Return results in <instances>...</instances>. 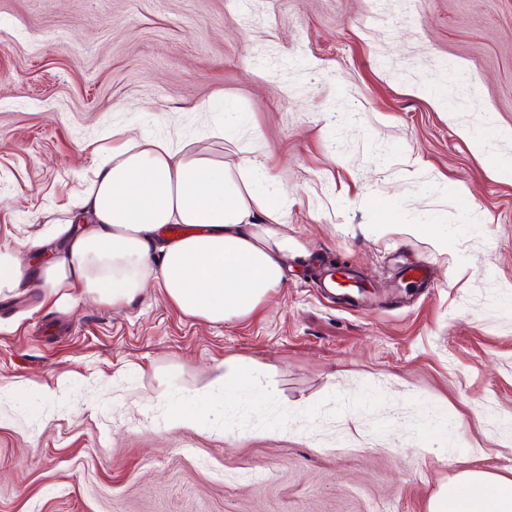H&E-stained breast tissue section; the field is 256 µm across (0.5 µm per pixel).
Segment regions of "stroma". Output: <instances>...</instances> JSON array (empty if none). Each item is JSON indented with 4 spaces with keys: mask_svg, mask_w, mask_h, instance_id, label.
I'll list each match as a JSON object with an SVG mask.
<instances>
[{
    "mask_svg": "<svg viewBox=\"0 0 512 512\" xmlns=\"http://www.w3.org/2000/svg\"><path fill=\"white\" fill-rule=\"evenodd\" d=\"M116 129L237 141L285 278L221 324L154 286L1 297L0 512H428L512 478V0H0V249L60 250ZM337 266L367 308L321 294ZM231 356L265 378L212 390ZM479 487L474 491V487ZM480 497L490 508L489 512L512 511V479L484 473H465L443 487L431 500L429 512H447L448 502Z\"/></svg>",
    "mask_w": 512,
    "mask_h": 512,
    "instance_id": "1",
    "label": "stroma"
}]
</instances>
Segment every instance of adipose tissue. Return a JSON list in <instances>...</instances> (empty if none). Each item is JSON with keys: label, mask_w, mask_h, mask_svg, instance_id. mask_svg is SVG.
I'll return each instance as SVG.
<instances>
[{"label": "adipose tissue", "mask_w": 512, "mask_h": 512, "mask_svg": "<svg viewBox=\"0 0 512 512\" xmlns=\"http://www.w3.org/2000/svg\"><path fill=\"white\" fill-rule=\"evenodd\" d=\"M258 171L239 156L213 160L174 139L124 137L102 159L74 204L90 227L36 272L40 287L103 303L133 302L149 285L184 314L212 323L250 313L278 287L287 241L269 242L254 213L280 224L283 212L257 191ZM480 497L512 512V479L465 473L431 500Z\"/></svg>", "instance_id": "ef3b65f1"}]
</instances>
